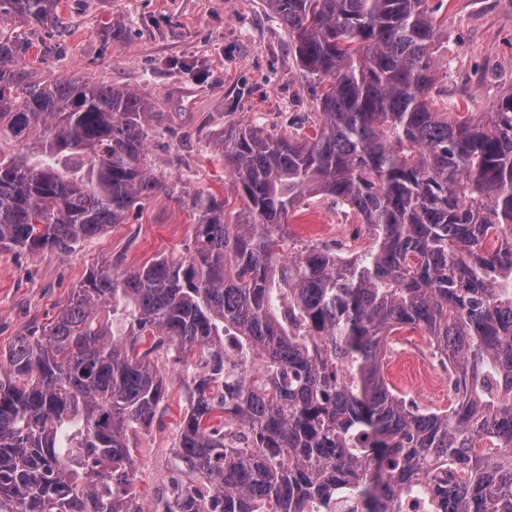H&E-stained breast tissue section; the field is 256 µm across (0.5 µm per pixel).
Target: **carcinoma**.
Returning a JSON list of instances; mask_svg holds the SVG:
<instances>
[{
	"instance_id": "carcinoma-1",
	"label": "carcinoma",
	"mask_w": 512,
	"mask_h": 512,
	"mask_svg": "<svg viewBox=\"0 0 512 512\" xmlns=\"http://www.w3.org/2000/svg\"><path fill=\"white\" fill-rule=\"evenodd\" d=\"M315 79L314 135L243 124L218 149L235 222L198 199L193 246L89 272L50 322L0 352V512H143L133 451L188 395L176 480L150 512H512V89L440 111L426 0H263ZM57 27L58 0H0ZM0 36V248L68 253L167 187L146 169L153 103L63 81ZM328 196L369 245L284 251L288 216ZM428 336L446 410L385 377L391 337Z\"/></svg>"
}]
</instances>
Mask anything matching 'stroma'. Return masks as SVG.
Returning <instances> with one entry per match:
<instances>
[{
	"label": "stroma",
	"instance_id": "stroma-1",
	"mask_svg": "<svg viewBox=\"0 0 512 512\" xmlns=\"http://www.w3.org/2000/svg\"><path fill=\"white\" fill-rule=\"evenodd\" d=\"M441 37L436 76L452 112L487 111L512 88V0H427ZM59 27L31 26L27 61L66 80L132 89L165 117L146 130L149 165L173 195L143 197L124 223L75 245L71 253L0 249V349L42 326L90 270L137 269L159 256H186L195 236L192 201L212 195L225 212L242 200L213 146L225 130L252 122L272 133H308L317 110L311 85L288 48L280 20L263 0H60ZM291 244L351 250L368 245L359 218L331 200L311 198L288 217ZM408 330L393 339L389 377L407 398L447 408L440 371L408 351L427 347ZM166 413L140 435L137 489L160 493L177 474L172 446L183 366L167 362Z\"/></svg>",
	"mask_w": 512,
	"mask_h": 512
}]
</instances>
